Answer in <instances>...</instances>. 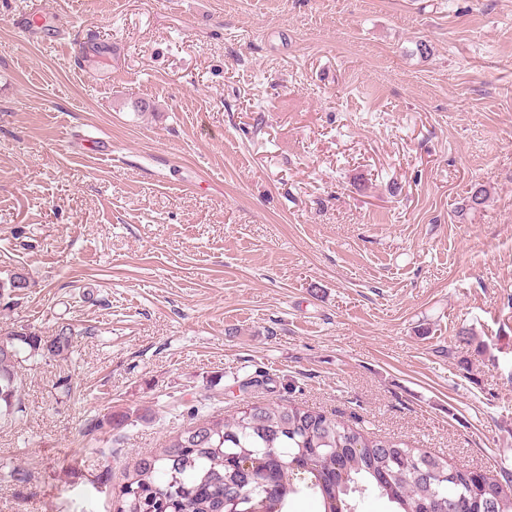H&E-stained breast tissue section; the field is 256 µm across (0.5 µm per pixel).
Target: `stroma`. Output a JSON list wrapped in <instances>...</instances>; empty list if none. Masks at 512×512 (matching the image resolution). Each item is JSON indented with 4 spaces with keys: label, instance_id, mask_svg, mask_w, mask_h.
Instances as JSON below:
<instances>
[{
    "label": "stroma",
    "instance_id": "obj_1",
    "mask_svg": "<svg viewBox=\"0 0 512 512\" xmlns=\"http://www.w3.org/2000/svg\"><path fill=\"white\" fill-rule=\"evenodd\" d=\"M29 2L0 331L75 333L0 416V512H114L201 403L512 472V0H42L25 38Z\"/></svg>",
    "mask_w": 512,
    "mask_h": 512
}]
</instances>
